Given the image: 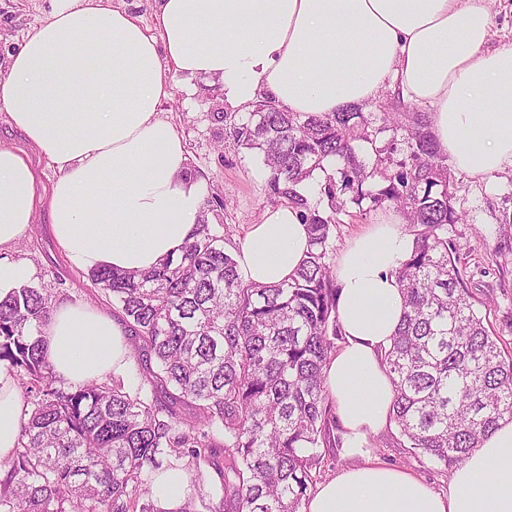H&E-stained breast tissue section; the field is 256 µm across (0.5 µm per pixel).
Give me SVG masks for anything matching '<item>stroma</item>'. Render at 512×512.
<instances>
[{
    "instance_id": "stroma-1",
    "label": "stroma",
    "mask_w": 512,
    "mask_h": 512,
    "mask_svg": "<svg viewBox=\"0 0 512 512\" xmlns=\"http://www.w3.org/2000/svg\"><path fill=\"white\" fill-rule=\"evenodd\" d=\"M49 9L50 0H0V63ZM163 110L184 131L190 166L204 170L208 177L205 203L210 222L223 225L226 247H235L274 203L262 153L225 140L221 118L224 92L218 80L188 82L175 77L173 97ZM451 175L453 205L466 221L449 225L448 239L460 247L458 267L466 288L479 302L505 353L512 355V227L503 223L505 217L512 216V168L482 178L458 169ZM323 187L320 176H312L306 182V195L324 215H335L336 245L342 250L354 236L377 223L382 211L366 200L359 206L346 204L341 213H333ZM10 256L30 269V285L47 289L52 302L111 308V301L87 274L71 267L61 255L47 213L37 215L30 233L12 248ZM369 454L384 465L419 476L435 489L447 487L449 471L432 467L401 445L396 426H387L373 436Z\"/></svg>"
}]
</instances>
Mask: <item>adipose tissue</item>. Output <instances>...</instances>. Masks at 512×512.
Returning <instances> with one entry per match:
<instances>
[{"instance_id": "obj_1", "label": "adipose tissue", "mask_w": 512, "mask_h": 512, "mask_svg": "<svg viewBox=\"0 0 512 512\" xmlns=\"http://www.w3.org/2000/svg\"><path fill=\"white\" fill-rule=\"evenodd\" d=\"M485 0H160L146 26L112 0H51L0 67V118L24 143L0 138V301L29 269L6 252L39 211L68 263L83 272H145L178 258L204 211V178L161 106L172 75L217 78L224 101L289 112H336L392 90L429 104L431 133L454 166L481 177L512 167V43L488 49ZM56 169L44 184L29 155ZM392 211L358 235L336 266L345 340L324 369L354 465L319 484L304 512H512V422H503L437 491L365 458L390 420L382 364L403 313L394 271L412 240ZM308 249L288 202L266 208L234 256L246 280H287ZM40 338L70 384L124 373L123 321L85 303L55 305ZM25 406L0 363V464L19 445Z\"/></svg>"}]
</instances>
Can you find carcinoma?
<instances>
[{
  "label": "carcinoma",
  "instance_id": "cac0c4a2",
  "mask_svg": "<svg viewBox=\"0 0 512 512\" xmlns=\"http://www.w3.org/2000/svg\"><path fill=\"white\" fill-rule=\"evenodd\" d=\"M224 139L263 152L269 187L302 210L309 247L286 283L245 280L224 247V225L202 220L177 259L147 272L99 270L112 315L131 332L137 381L110 376L69 386L36 338L53 306L25 285L0 301V363L28 406L20 446L0 478V512H167L153 475L189 476L174 512H302L336 428L323 370L345 339L337 318L333 217L312 206L303 183L325 164L331 208L393 205L413 232L394 275L404 310L382 361L393 384L390 421L414 453L448 468L512 421V358L476 313L448 225V165L422 115L375 129L359 108L343 112L223 113ZM391 131L387 145L377 135ZM407 144L409 163L376 193L365 182ZM371 145L376 166L355 144Z\"/></svg>",
  "mask_w": 512,
  "mask_h": 512
}]
</instances>
